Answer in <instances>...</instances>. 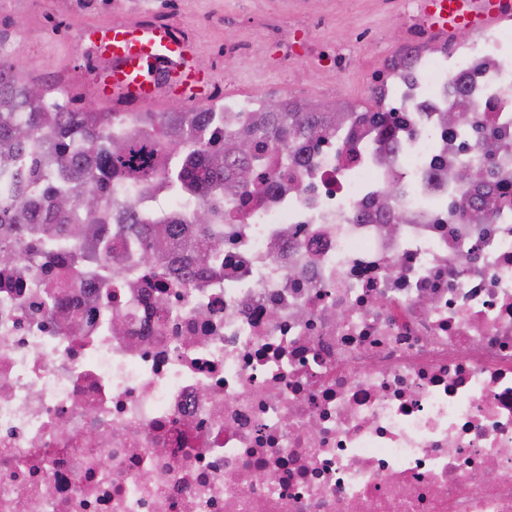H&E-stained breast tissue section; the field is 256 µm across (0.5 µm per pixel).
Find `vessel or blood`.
Listing matches in <instances>:
<instances>
[{"label": "vessel or blood", "mask_w": 512, "mask_h": 512, "mask_svg": "<svg viewBox=\"0 0 512 512\" xmlns=\"http://www.w3.org/2000/svg\"><path fill=\"white\" fill-rule=\"evenodd\" d=\"M425 7L439 31H472L512 13V0H426ZM97 56L110 59L108 68L94 78L102 104H147L153 101L156 81L167 60L181 59L169 82V92L192 102L205 101L211 92L210 76L194 61L195 50L172 40L166 28L143 25L89 27L80 34Z\"/></svg>", "instance_id": "1"}]
</instances>
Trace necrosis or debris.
<instances>
[{"instance_id":"4bbe7bcc","label":"necrosis or debris","mask_w":512,"mask_h":512,"mask_svg":"<svg viewBox=\"0 0 512 512\" xmlns=\"http://www.w3.org/2000/svg\"><path fill=\"white\" fill-rule=\"evenodd\" d=\"M380 7L409 47L371 74L387 123L288 169L265 149L254 175L281 188L225 197L215 267L128 254L55 303L43 266L0 268V512H512V26L441 35L419 0ZM191 11L126 0L123 20L183 40ZM255 27L225 59L286 36Z\"/></svg>"}]
</instances>
